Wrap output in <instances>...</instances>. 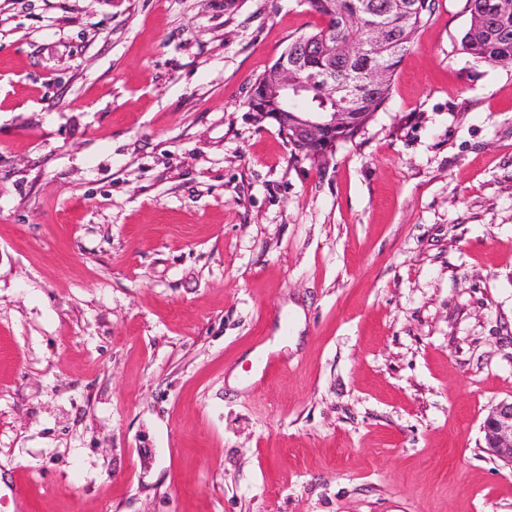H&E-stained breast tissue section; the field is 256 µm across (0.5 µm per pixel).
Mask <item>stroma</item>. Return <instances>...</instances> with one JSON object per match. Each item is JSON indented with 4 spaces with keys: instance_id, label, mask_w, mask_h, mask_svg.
I'll use <instances>...</instances> for the list:
<instances>
[{
    "instance_id": "obj_1",
    "label": "stroma",
    "mask_w": 512,
    "mask_h": 512,
    "mask_svg": "<svg viewBox=\"0 0 512 512\" xmlns=\"http://www.w3.org/2000/svg\"><path fill=\"white\" fill-rule=\"evenodd\" d=\"M463 6L320 165L247 107L304 0H0V512H512V67ZM482 430L487 450L512 465V398L492 408Z\"/></svg>"
}]
</instances>
